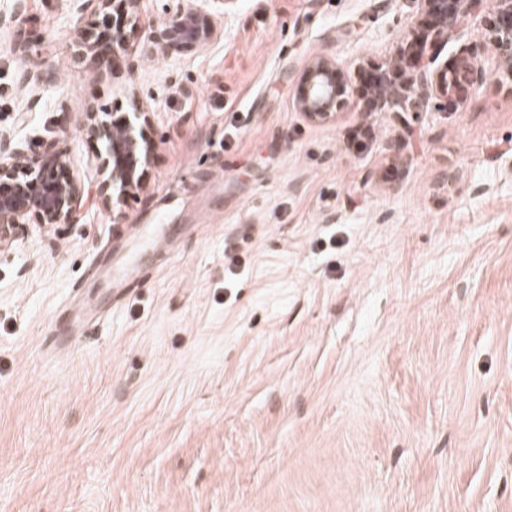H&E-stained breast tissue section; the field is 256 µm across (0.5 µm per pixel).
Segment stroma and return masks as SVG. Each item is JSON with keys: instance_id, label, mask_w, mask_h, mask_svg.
Instances as JSON below:
<instances>
[{"instance_id": "35a3bbf8", "label": "stroma", "mask_w": 512, "mask_h": 512, "mask_svg": "<svg viewBox=\"0 0 512 512\" xmlns=\"http://www.w3.org/2000/svg\"><path fill=\"white\" fill-rule=\"evenodd\" d=\"M481 0L441 61L474 58L461 110L367 112L416 0H212L205 49L136 70L102 46L21 86L0 30V130L59 129L85 183L90 108H151L145 187L123 217L0 253V512H512V77ZM63 44L66 0H27ZM346 70L334 122L298 78ZM165 225L159 255L130 226ZM98 311L72 342L55 309ZM347 86L348 76L336 60L316 57L300 75L295 97L297 109L311 123L334 121L346 102Z\"/></svg>"}]
</instances>
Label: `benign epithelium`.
I'll use <instances>...</instances> for the list:
<instances>
[{"label":"benign epithelium","mask_w":512,"mask_h":512,"mask_svg":"<svg viewBox=\"0 0 512 512\" xmlns=\"http://www.w3.org/2000/svg\"><path fill=\"white\" fill-rule=\"evenodd\" d=\"M75 15L102 11L108 7L125 15L136 25L139 0H68ZM420 13L416 27L406 35L408 50L397 58L389 72L398 76L392 82L381 71L374 75L371 106L395 114L419 112L434 98L464 107L478 93L483 83L476 62L460 56L451 66L428 69L424 57L434 60L441 44L456 31L462 17L474 10L481 0H418ZM495 18L488 24L485 36L509 65L512 74V0H497ZM25 0H15L8 14H0V30L24 25ZM166 17L161 27L150 32L139 47L137 58L127 61L133 70L137 60L156 54L178 55L207 47L216 36V27L202 0H167ZM99 35L91 29L78 30L68 48L73 61L96 51ZM29 61L20 72V82L36 87L46 81L49 72L50 46L42 40L20 44ZM348 76L336 60L319 56L303 69L295 104L305 119L315 124L336 120L346 102ZM152 123V112L139 99L133 100V111L119 118L109 112L86 113L84 131L101 142L98 155V193L103 203L114 210L125 198L143 188L141 171L150 163L152 148L137 134V125ZM86 189L79 171L60 141L44 143L35 155L7 133L0 132V251L13 246L18 232L30 224L47 226L72 224L81 214Z\"/></svg>","instance_id":"obj_1"}]
</instances>
